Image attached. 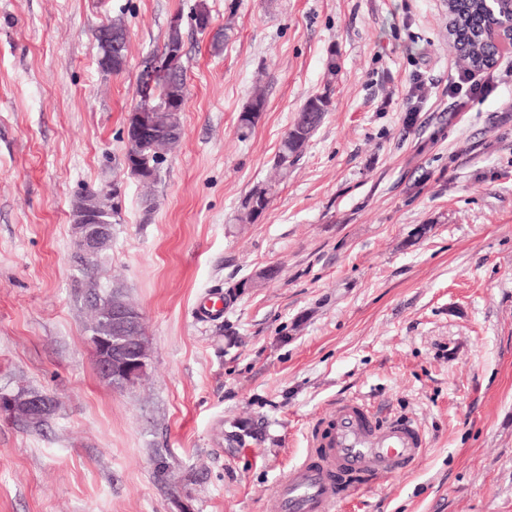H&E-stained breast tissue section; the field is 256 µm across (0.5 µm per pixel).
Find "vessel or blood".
Listing matches in <instances>:
<instances>
[{
    "mask_svg": "<svg viewBox=\"0 0 512 512\" xmlns=\"http://www.w3.org/2000/svg\"><path fill=\"white\" fill-rule=\"evenodd\" d=\"M425 446L413 420L381 423L372 408L339 401L312 433L305 459L277 484L280 512H334L352 491L409 470Z\"/></svg>",
    "mask_w": 512,
    "mask_h": 512,
    "instance_id": "obj_1",
    "label": "vessel or blood"
}]
</instances>
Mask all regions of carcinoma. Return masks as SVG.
Wrapping results in <instances>:
<instances>
[{"instance_id": "cac0c4a2", "label": "carcinoma", "mask_w": 512, "mask_h": 512, "mask_svg": "<svg viewBox=\"0 0 512 512\" xmlns=\"http://www.w3.org/2000/svg\"><path fill=\"white\" fill-rule=\"evenodd\" d=\"M448 7V38L459 59L470 69L478 70L495 63L497 46L488 41L485 31L497 24L490 12L488 0H447ZM107 35L108 41H127V31L119 18L100 29ZM185 68L171 77L161 79L157 84L154 104L158 107L160 121L155 132V142L160 149H173L181 139V117L173 116L183 111L187 93ZM266 106L265 95L254 91L245 107L239 114V128L242 134H249L255 123L248 114L259 112ZM331 106V88L308 97L298 110L293 123L282 136L275 156V168L283 177L294 167L303 154L304 148L315 130L324 120L325 112ZM272 187H257L249 191L241 203L242 222L252 221L262 214L271 201Z\"/></svg>"}]
</instances>
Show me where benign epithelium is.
<instances>
[{
	"label": "benign epithelium",
	"instance_id": "obj_1",
	"mask_svg": "<svg viewBox=\"0 0 512 512\" xmlns=\"http://www.w3.org/2000/svg\"><path fill=\"white\" fill-rule=\"evenodd\" d=\"M500 16V25L493 27L490 38L497 44L512 46V0H491ZM182 52L172 50L159 57H149L142 63L139 76V99L132 121L126 126L125 141L141 147L147 145L149 134L158 118L152 105V90L157 75L181 64ZM112 184L95 189L89 202L75 207L71 224L77 253L90 266L100 260L112 240ZM98 308L88 327L87 343L93 353L99 378L113 389H125L137 384L145 375L149 350L142 329V313L128 301L97 295ZM46 406L43 395L22 391L15 395L0 394V411L10 416L29 419Z\"/></svg>",
	"mask_w": 512,
	"mask_h": 512
}]
</instances>
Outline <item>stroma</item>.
Masks as SVG:
<instances>
[{
    "mask_svg": "<svg viewBox=\"0 0 512 512\" xmlns=\"http://www.w3.org/2000/svg\"><path fill=\"white\" fill-rule=\"evenodd\" d=\"M197 2L0 0V392L56 402L37 428L0 413V512H278L282 471L344 398L413 417L427 446L335 512H512V80L454 111L445 0H206L207 32ZM176 16L182 137L148 192L122 129ZM116 17L113 74L94 34ZM257 83L266 109L244 137ZM327 87L321 127L273 181L282 135ZM112 180L98 278L139 307L150 348L123 390L86 341L69 220ZM232 286L222 316L198 318ZM266 106L265 95L260 90H255L249 97L245 107L239 114V128L243 135L249 134L255 126L247 115L251 112H260ZM272 186L257 187L249 191L241 203V222L252 221L262 214L271 201Z\"/></svg>",
    "mask_w": 512,
    "mask_h": 512,
    "instance_id": "stroma-1",
    "label": "stroma"
}]
</instances>
